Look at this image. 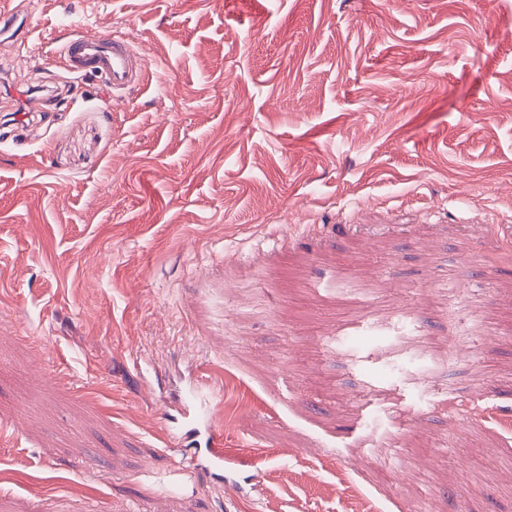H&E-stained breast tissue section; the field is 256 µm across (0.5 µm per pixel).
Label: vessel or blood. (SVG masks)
I'll return each mask as SVG.
<instances>
[{
    "label": "vessel or blood",
    "mask_w": 512,
    "mask_h": 512,
    "mask_svg": "<svg viewBox=\"0 0 512 512\" xmlns=\"http://www.w3.org/2000/svg\"><path fill=\"white\" fill-rule=\"evenodd\" d=\"M55 60L69 71L104 77L116 98L139 85L145 69L133 42L111 34L73 35L62 44ZM215 398V392L205 391L202 381H191L186 395L179 398L180 415L190 427L186 430L166 428L165 436L169 443L180 446L194 442L198 434H205L210 463L220 469L227 454L224 435L211 421Z\"/></svg>",
    "instance_id": "obj_1"
}]
</instances>
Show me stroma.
<instances>
[{"label":"stroma","instance_id":"1","mask_svg":"<svg viewBox=\"0 0 512 512\" xmlns=\"http://www.w3.org/2000/svg\"><path fill=\"white\" fill-rule=\"evenodd\" d=\"M24 14L0 73L56 95L23 128L0 96V512H512V0ZM79 31L132 39L146 83L55 64ZM404 334L457 348L422 381ZM197 375L247 465L165 443ZM347 288H343L340 292L346 300L350 301H367L372 299L376 293L377 285L372 281H362L348 279Z\"/></svg>","mask_w":512,"mask_h":512}]
</instances>
